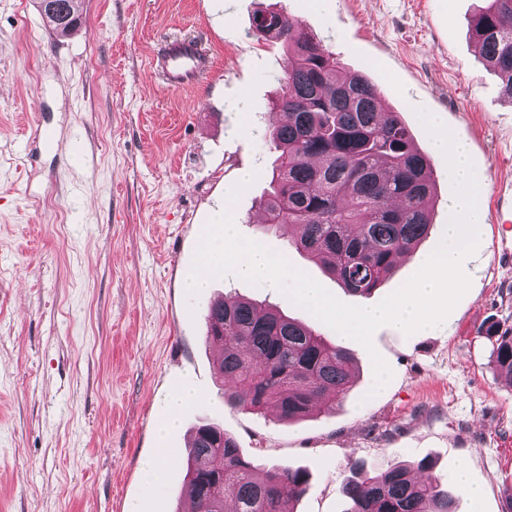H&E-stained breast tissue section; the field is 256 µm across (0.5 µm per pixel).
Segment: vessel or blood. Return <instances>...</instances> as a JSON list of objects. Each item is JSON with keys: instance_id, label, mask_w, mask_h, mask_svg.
<instances>
[{"instance_id": "b4317fda", "label": "vessel or blood", "mask_w": 512, "mask_h": 512, "mask_svg": "<svg viewBox=\"0 0 512 512\" xmlns=\"http://www.w3.org/2000/svg\"><path fill=\"white\" fill-rule=\"evenodd\" d=\"M164 85L173 92L192 87L210 68V60L193 40L170 41L157 59Z\"/></svg>"}]
</instances>
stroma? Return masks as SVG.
<instances>
[{
    "mask_svg": "<svg viewBox=\"0 0 512 512\" xmlns=\"http://www.w3.org/2000/svg\"><path fill=\"white\" fill-rule=\"evenodd\" d=\"M278 4L361 72L430 151L436 250L452 179L417 109L470 148L484 223L463 268L468 292L431 333L378 328L393 375L373 392L370 355L270 285L185 282L203 229L231 209L260 239L341 301L375 305L419 269L400 261L369 297L344 290L293 250L287 232L257 237L275 158L265 133L283 75L280 45L252 32ZM482 0H82L71 38L49 33L34 0H0V512H152L139 463L186 452L203 418L260 467L309 474L296 512H344L358 461L384 471L431 463L457 512H512V382L490 363L483 331L512 325V100L471 38ZM196 39L214 70L165 90L150 73L162 41ZM249 185L233 205L229 191ZM232 294L271 304L339 342L356 363L350 390L295 422L230 407L206 342L207 306ZM199 394L158 437L164 401L184 377ZM481 488L457 487L459 469Z\"/></svg>",
    "mask_w": 512,
    "mask_h": 512,
    "instance_id": "stroma-1",
    "label": "stroma"
}]
</instances>
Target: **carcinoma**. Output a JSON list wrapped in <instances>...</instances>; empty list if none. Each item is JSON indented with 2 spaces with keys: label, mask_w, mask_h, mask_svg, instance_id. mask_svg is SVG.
Segmentation results:
<instances>
[{
  "label": "carcinoma",
  "mask_w": 512,
  "mask_h": 512,
  "mask_svg": "<svg viewBox=\"0 0 512 512\" xmlns=\"http://www.w3.org/2000/svg\"><path fill=\"white\" fill-rule=\"evenodd\" d=\"M253 32L281 42L287 65L277 108L284 119L269 131L278 156L264 200L261 235L288 225L292 246L367 297L433 227L436 183L430 160L414 143L400 113L382 105L378 86L342 74L333 53L274 7ZM471 37L512 100V0H487L473 16ZM206 340L218 348L216 377L230 384L224 399L282 420L302 418L320 396L343 394L353 383L350 353L303 323L255 302L224 296L206 312ZM498 371L512 377V325L485 329ZM341 493L345 512H456V495L431 474L404 467L372 472L352 463ZM308 473L243 458L219 424L197 425L188 452L185 489L196 512H294Z\"/></svg>",
  "instance_id": "carcinoma-1"
}]
</instances>
